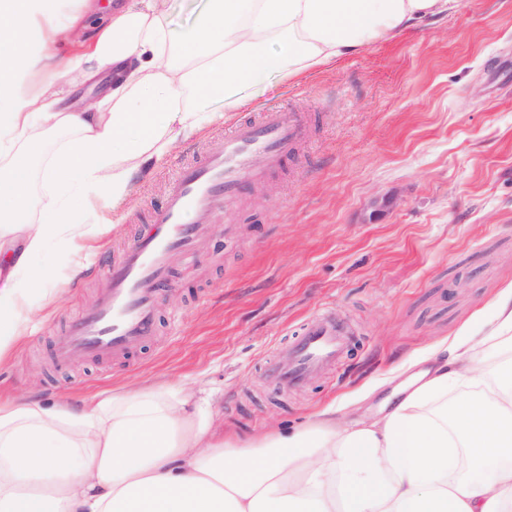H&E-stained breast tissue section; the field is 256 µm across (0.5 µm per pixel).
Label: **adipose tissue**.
Segmentation results:
<instances>
[{
    "mask_svg": "<svg viewBox=\"0 0 512 512\" xmlns=\"http://www.w3.org/2000/svg\"><path fill=\"white\" fill-rule=\"evenodd\" d=\"M59 24L45 0H0V183L31 163L41 135L62 140L29 186L0 204V362L57 297L43 257L106 233L89 198L120 207L175 136L197 135L219 101L233 112L288 80L359 52L450 0H209L181 38L165 0H125L75 60L56 52L84 26L87 0ZM277 40L279 53L267 51ZM94 105L77 89L99 76ZM468 333L428 348L430 367L392 409L343 421L313 412L293 431L224 437L213 397L164 383L46 406L0 402V512H512V289Z\"/></svg>",
    "mask_w": 512,
    "mask_h": 512,
    "instance_id": "ef3b65f1",
    "label": "adipose tissue"
}]
</instances>
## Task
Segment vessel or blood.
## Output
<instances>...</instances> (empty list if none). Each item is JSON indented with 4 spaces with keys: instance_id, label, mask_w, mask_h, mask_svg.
I'll return each mask as SVG.
<instances>
[{
    "instance_id": "vessel-or-blood-1",
    "label": "vessel or blood",
    "mask_w": 512,
    "mask_h": 512,
    "mask_svg": "<svg viewBox=\"0 0 512 512\" xmlns=\"http://www.w3.org/2000/svg\"><path fill=\"white\" fill-rule=\"evenodd\" d=\"M306 139L305 116L288 107L245 118L229 135L208 138L191 161L178 165L162 204L140 225L134 243L120 251L98 302L58 338L57 361L115 359L151 342L158 297L175 268L198 254L245 185L282 168ZM344 334L336 318L311 321L269 367L271 381L294 387L334 367L345 350Z\"/></svg>"
}]
</instances>
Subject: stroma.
I'll return each instance as SVG.
<instances>
[{
	"mask_svg": "<svg viewBox=\"0 0 512 512\" xmlns=\"http://www.w3.org/2000/svg\"><path fill=\"white\" fill-rule=\"evenodd\" d=\"M306 112L302 152L247 187L233 233L215 231L159 299V330L133 356L62 368L54 340L90 306L114 255L160 204L172 165L201 136L176 139L91 247H49L60 296L5 363L0 399L90 398L159 381L223 390L224 431L246 440L302 425L336 404L367 415L419 373L408 359L456 336L512 284V0H454L313 72L272 79L237 114ZM336 313L352 332L341 369L282 392L264 371L308 322Z\"/></svg>",
	"mask_w": 512,
	"mask_h": 512,
	"instance_id": "obj_1",
	"label": "stroma"
}]
</instances>
